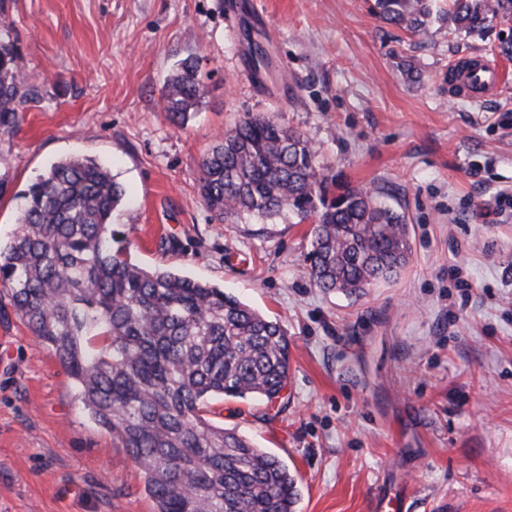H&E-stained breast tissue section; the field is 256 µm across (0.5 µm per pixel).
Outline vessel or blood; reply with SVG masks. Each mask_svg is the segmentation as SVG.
<instances>
[{"instance_id": "b4317fda", "label": "vessel or blood", "mask_w": 512, "mask_h": 512, "mask_svg": "<svg viewBox=\"0 0 512 512\" xmlns=\"http://www.w3.org/2000/svg\"><path fill=\"white\" fill-rule=\"evenodd\" d=\"M502 84L496 61L484 54L459 57L448 67V91L459 99L487 100L500 90Z\"/></svg>"}]
</instances>
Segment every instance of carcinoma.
I'll list each match as a JSON object with an SVG mask.
<instances>
[{
  "instance_id": "1",
  "label": "carcinoma",
  "mask_w": 512,
  "mask_h": 512,
  "mask_svg": "<svg viewBox=\"0 0 512 512\" xmlns=\"http://www.w3.org/2000/svg\"><path fill=\"white\" fill-rule=\"evenodd\" d=\"M384 22L423 35L432 21L484 36L512 22V0H375ZM0 25V134L36 94L15 68ZM205 86L198 64H177L162 97L184 125ZM199 192L229 224L288 212L310 222L308 274L326 293L359 296L398 275L411 254L405 215L330 174L302 133L247 113L203 155ZM27 207L0 247V286L36 342L54 350L91 419L139 465L154 512H295L288 465L206 414L216 396L281 397L288 333L206 282L133 263L113 249L124 189L90 158L51 166L24 192Z\"/></svg>"
}]
</instances>
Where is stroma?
I'll use <instances>...</instances> for the list:
<instances>
[{
    "label": "stroma",
    "mask_w": 512,
    "mask_h": 512,
    "mask_svg": "<svg viewBox=\"0 0 512 512\" xmlns=\"http://www.w3.org/2000/svg\"><path fill=\"white\" fill-rule=\"evenodd\" d=\"M374 0H0L37 92L0 136V244L27 186L66 157L126 191L112 224L136 264L224 288L288 332L281 399L224 398L237 429L296 476V512H512V60L481 103L448 96V64L497 57V35L411 36ZM269 55L254 66L253 45ZM193 57L205 95L181 127L161 110ZM300 131L331 171L404 212L412 252L392 281L326 294L307 224L224 222L200 162L245 113ZM460 266L469 289L448 274ZM140 468L89 417L54 351L0 288V512H153Z\"/></svg>",
    "instance_id": "stroma-1"
}]
</instances>
